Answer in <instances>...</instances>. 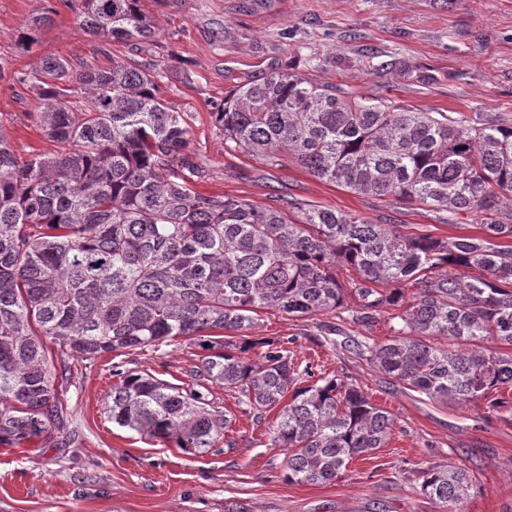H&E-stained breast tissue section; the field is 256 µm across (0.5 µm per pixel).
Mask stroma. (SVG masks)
<instances>
[{"instance_id": "obj_1", "label": "stroma", "mask_w": 512, "mask_h": 512, "mask_svg": "<svg viewBox=\"0 0 512 512\" xmlns=\"http://www.w3.org/2000/svg\"><path fill=\"white\" fill-rule=\"evenodd\" d=\"M56 12L31 52L14 47L17 30ZM156 34L147 41H106L86 34L77 7L63 0H0V129L19 156L56 146L27 118L35 102L15 76L48 55L99 67L132 59L160 73L164 99L186 113L190 147L210 178L201 189L264 207L292 196L403 234L441 238L479 234L477 213L448 217L419 204H395L318 180L295 164L269 168L224 147L212 112L233 87L275 69L344 92L379 95L417 112L491 116L512 124V0H140ZM317 317L263 312L253 334L289 340L295 362L355 380L395 422L387 447L354 459L325 484L282 480L283 449L269 441L270 419L243 412L235 395L210 387L233 421L234 446L192 454L115 426L105 402L114 368L149 373L179 387L201 350L184 339L90 369L73 364L58 386L78 440L70 448L27 442L0 445V512H444L418 488L427 467L459 463L477 483L465 512H512V393L503 407L433 401L390 385L387 376L317 334Z\"/></svg>"}]
</instances>
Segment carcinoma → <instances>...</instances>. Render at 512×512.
Instances as JSON below:
<instances>
[{"label":"carcinoma","mask_w":512,"mask_h":512,"mask_svg":"<svg viewBox=\"0 0 512 512\" xmlns=\"http://www.w3.org/2000/svg\"><path fill=\"white\" fill-rule=\"evenodd\" d=\"M79 17L100 38L154 35L140 0H80ZM49 21L32 18L17 48L30 51ZM158 77L134 61L77 69L61 56L17 77L34 94L28 119L57 150L22 160L0 130L1 445L70 447L56 386L70 362L90 369L182 338L206 348L191 385L116 370L112 423L219 453L232 425L209 400L219 383L255 418L274 413L286 481L336 480L386 447L393 418L348 377L295 363L284 340L249 338L262 311L329 316L322 336L341 331L334 318L355 324L367 334L342 348L405 389L501 407L490 396L512 391V211L502 206L512 201L511 125L350 97L283 70L232 89L212 113L226 150L269 167L292 162L358 194L485 216L480 236L404 235L291 196L259 208L198 191L209 169ZM341 264L354 271L345 284ZM384 317L379 342L369 333ZM419 475L445 512H463L476 489L455 465Z\"/></svg>","instance_id":"obj_1"}]
</instances>
